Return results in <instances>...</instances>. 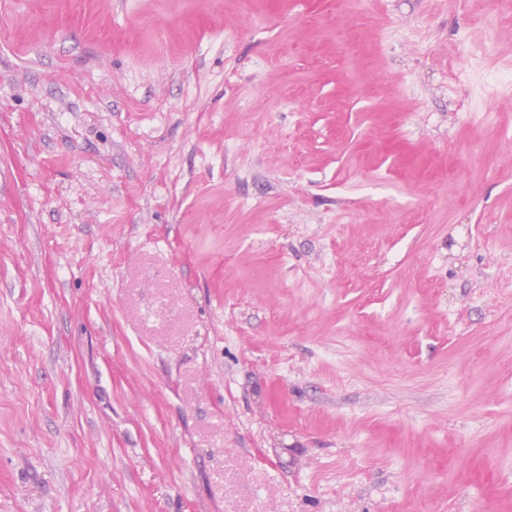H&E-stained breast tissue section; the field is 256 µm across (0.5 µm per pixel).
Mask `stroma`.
Instances as JSON below:
<instances>
[{"mask_svg":"<svg viewBox=\"0 0 512 512\" xmlns=\"http://www.w3.org/2000/svg\"><path fill=\"white\" fill-rule=\"evenodd\" d=\"M512 0H0V512H512Z\"/></svg>","mask_w":512,"mask_h":512,"instance_id":"stroma-1","label":"stroma"}]
</instances>
